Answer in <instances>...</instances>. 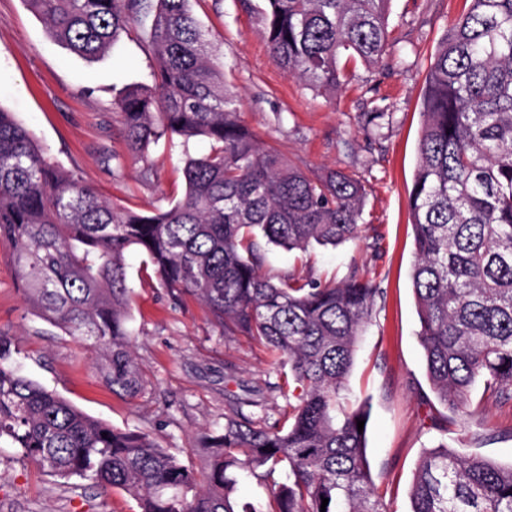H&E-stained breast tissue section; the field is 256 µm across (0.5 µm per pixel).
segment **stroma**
I'll use <instances>...</instances> for the list:
<instances>
[{
	"label": "stroma",
	"instance_id": "stroma-1",
	"mask_svg": "<svg viewBox=\"0 0 512 512\" xmlns=\"http://www.w3.org/2000/svg\"><path fill=\"white\" fill-rule=\"evenodd\" d=\"M263 7L264 0H191L243 122L309 175L340 170L366 189L355 239L304 253L262 245L263 270L323 283L354 274L380 288L350 391L354 400L370 403L367 457L375 491L388 512H408L420 457L441 436H449L459 453L512 464V402L475 386L470 403L480 413L472 417L447 412L436 399L417 336L410 278L415 247L407 199L425 78L449 23L469 4L391 0L383 63H349L347 81L333 93L290 77L271 58ZM151 66L152 54L135 32L120 33L114 47L86 59L54 39L25 0H0V107L30 127L56 163L80 170L114 205L141 211L170 206L185 192L180 147L159 142L145 162L127 155L122 117L113 107L122 90L148 81ZM376 107L386 112L377 132L364 120ZM115 151L125 156L122 166L108 160ZM126 263L133 342L145 380L136 399L104 384L80 338L31 314L5 240L0 335L13 339L25 376L114 427L149 431L183 464L204 474L201 433L223 423L230 400L246 388L258 402L255 415L280 418L288 398L273 387L283 383L288 369L250 337L225 335L195 299L174 302L144 255L130 252ZM438 419L446 420L447 431L435 427ZM0 512H137V504L115 489L54 479L0 448Z\"/></svg>",
	"mask_w": 512,
	"mask_h": 512
}]
</instances>
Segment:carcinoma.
<instances>
[{"label": "carcinoma", "mask_w": 512, "mask_h": 512, "mask_svg": "<svg viewBox=\"0 0 512 512\" xmlns=\"http://www.w3.org/2000/svg\"><path fill=\"white\" fill-rule=\"evenodd\" d=\"M52 36L86 58L135 29L151 49V83L117 99L128 151L146 160L165 138L208 141L185 153L184 197L142 213L117 208L61 168L0 107V238L13 246L37 317L94 354L100 379L128 399L144 390L132 336L126 253L135 249L175 299L192 297L224 335L240 333L286 358L299 403L284 423L260 422L236 398L203 437L198 479L141 428L96 419L20 373L0 336V446L64 480L130 496L138 512H386L367 460L369 404L349 398L359 341L380 289L353 274L321 284L262 272L259 241L285 251L357 236L365 188L342 171L310 177L264 148L224 91L223 72L190 0H25ZM272 59L324 91L346 63L379 64L390 0H264ZM418 164L408 207L411 282L426 373L438 400L466 408L482 384L512 401V0H470L438 44L426 78ZM107 437H102V434ZM273 504L236 498L246 473L276 470ZM409 512H512V466L459 456L441 443L414 476Z\"/></svg>", "instance_id": "obj_1"}]
</instances>
